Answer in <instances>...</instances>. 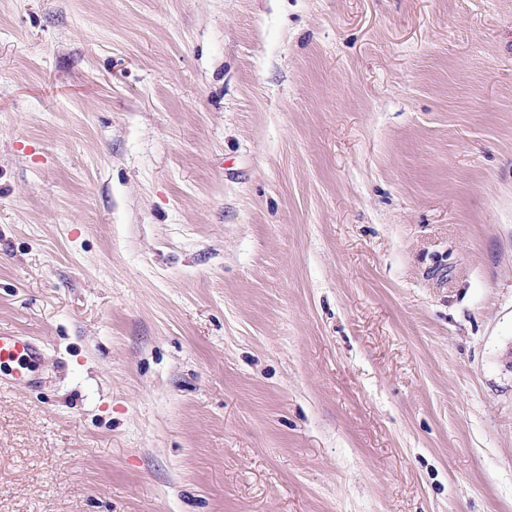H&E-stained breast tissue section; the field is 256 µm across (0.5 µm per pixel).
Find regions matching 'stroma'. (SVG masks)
<instances>
[{
	"label": "stroma",
	"mask_w": 512,
	"mask_h": 512,
	"mask_svg": "<svg viewBox=\"0 0 512 512\" xmlns=\"http://www.w3.org/2000/svg\"><path fill=\"white\" fill-rule=\"evenodd\" d=\"M0 512H512V0H0ZM43 357V346L30 336L0 330V365L10 368L15 380L35 381V367Z\"/></svg>",
	"instance_id": "35a3bbf8"
}]
</instances>
